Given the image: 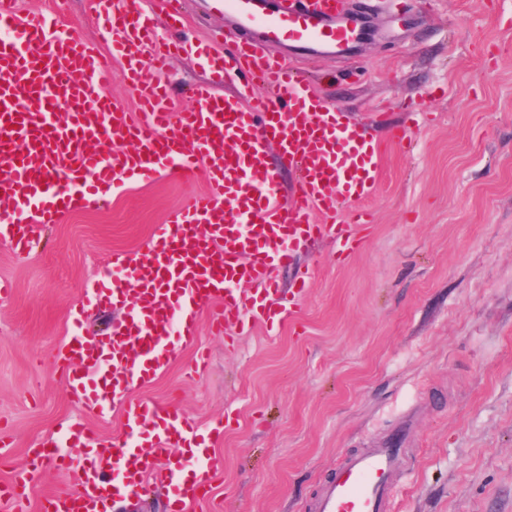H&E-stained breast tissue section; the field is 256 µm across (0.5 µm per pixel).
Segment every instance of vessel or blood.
I'll use <instances>...</instances> for the list:
<instances>
[{
    "instance_id": "b4317fda",
    "label": "vessel or blood",
    "mask_w": 512,
    "mask_h": 512,
    "mask_svg": "<svg viewBox=\"0 0 512 512\" xmlns=\"http://www.w3.org/2000/svg\"><path fill=\"white\" fill-rule=\"evenodd\" d=\"M109 2L119 72L76 37L57 33L53 18L19 19L15 0H0V202L7 205L0 211L1 244L30 253L46 244L47 225L65 211L105 205L112 189L130 180L169 171L187 178L201 173L210 184L160 225L146 254L113 256L118 276L91 298L128 308L124 321L92 340L72 328L62 349L69 395L101 415L107 404L99 380L111 378L116 395L147 382L174 360L175 344L192 343L196 319L210 301L221 305L213 317L221 333L253 321L274 329L294 318L295 298L269 301L273 268L326 236L335 237L341 256L360 247L359 205L376 190L382 154L362 125L346 120L291 64L300 56L348 55L371 35L367 15L347 0H218L233 23L220 51L187 41L153 48L146 0ZM238 27L260 30L263 45H238ZM268 43L277 53L265 51ZM178 49L196 51L217 79L241 77L237 92L221 97L199 84L191 107L175 110L142 58L151 54L160 70ZM117 79L136 87L137 112L105 96ZM63 107L69 118L61 124L54 116ZM286 168L299 178L284 206L277 193ZM317 212L323 223L314 221ZM145 433L155 439L148 453L136 446ZM71 435L84 450L80 463L42 452L72 485L44 499L43 512H91L97 500L127 499L151 484L173 488L183 512H192L212 489L210 462L183 451L198 428L175 405L125 401L122 434L105 445L82 426ZM397 454L385 446L349 456L314 502L315 512H389ZM189 469L199 476L192 486L181 478ZM35 487L32 468L6 484L15 512H24Z\"/></svg>"
}]
</instances>
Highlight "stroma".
I'll return each mask as SVG.
<instances>
[{
	"mask_svg": "<svg viewBox=\"0 0 512 512\" xmlns=\"http://www.w3.org/2000/svg\"><path fill=\"white\" fill-rule=\"evenodd\" d=\"M109 50L92 0H16ZM200 46L222 40L213 0H185ZM378 30L350 57L303 68L330 104L382 141L358 253L323 241L276 268L280 295L311 286L299 315L234 339L196 322L192 348L130 398L177 404L210 436L218 470L196 512H312L350 454L397 444L390 512H512V0H371ZM191 55L160 79L177 109L207 81ZM411 131L398 147L393 129ZM161 173L124 184L102 208L48 225L47 250L0 244V484L77 423L103 439L121 417L69 396L57 365L85 291L112 280V257L141 254L159 224L204 191Z\"/></svg>",
	"mask_w": 512,
	"mask_h": 512,
	"instance_id": "obj_1",
	"label": "stroma"
}]
</instances>
